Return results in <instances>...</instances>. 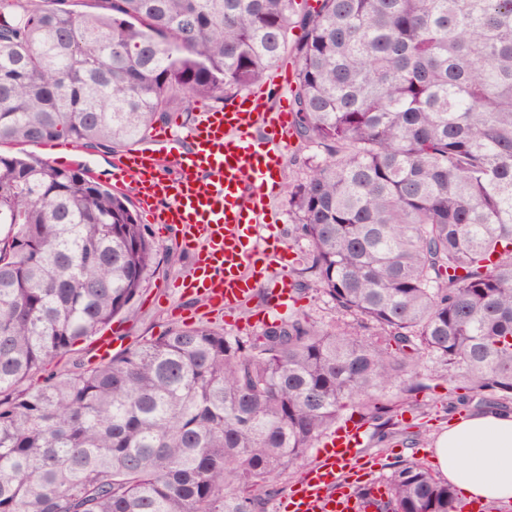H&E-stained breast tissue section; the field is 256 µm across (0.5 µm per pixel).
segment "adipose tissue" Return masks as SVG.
Here are the masks:
<instances>
[{"label":"adipose tissue","instance_id":"adipose-tissue-1","mask_svg":"<svg viewBox=\"0 0 512 512\" xmlns=\"http://www.w3.org/2000/svg\"><path fill=\"white\" fill-rule=\"evenodd\" d=\"M433 455L465 501L512 502V413L454 417L436 439Z\"/></svg>","mask_w":512,"mask_h":512}]
</instances>
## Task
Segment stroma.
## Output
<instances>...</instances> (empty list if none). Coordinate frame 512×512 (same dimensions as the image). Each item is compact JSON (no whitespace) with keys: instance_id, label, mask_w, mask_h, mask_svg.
Masks as SVG:
<instances>
[{"instance_id":"35a3bbf8","label":"stroma","mask_w":512,"mask_h":512,"mask_svg":"<svg viewBox=\"0 0 512 512\" xmlns=\"http://www.w3.org/2000/svg\"><path fill=\"white\" fill-rule=\"evenodd\" d=\"M317 154L316 147L296 139L292 140L285 154L282 187L273 196L271 208L275 215L276 231L286 251L274 268L265 270L263 276L259 277L249 310L236 313L232 318L212 313L201 317V324L223 330L228 336L246 338L259 335L265 324H277L296 317H308L321 326L335 323L336 306L319 291L313 273L307 269L308 243L297 236L295 216L288 204V185L305 179L310 160ZM149 231L159 248V265L142 288L132 313L112 322L127 347L164 335L176 325L177 320L171 316L170 309L179 305L180 299L173 284L192 264L191 255L180 246L171 232L157 224L150 225ZM281 275L288 276L301 293L297 304L273 309L269 306L271 287ZM484 407L481 396L468 397L466 402L461 403L455 396L449 395L444 380L433 381L430 390L417 394L414 406L399 411L394 437L380 441L373 430H366V451L372 459L368 480L388 482L393 470L405 461L431 466L433 443L447 429L449 421L454 416L480 411Z\"/></svg>"}]
</instances>
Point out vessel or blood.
<instances>
[{"label":"vessel or blood","instance_id":"1","mask_svg":"<svg viewBox=\"0 0 512 512\" xmlns=\"http://www.w3.org/2000/svg\"><path fill=\"white\" fill-rule=\"evenodd\" d=\"M292 126L289 107L271 108L266 94L248 93L202 111L183 132L165 130L151 146L114 158V189L133 186L139 213L175 227L194 256L180 295L218 312L250 299L257 262L279 251L267 234V207ZM369 461L361 430L340 428L291 488L290 512H378L385 484L352 489Z\"/></svg>","mask_w":512,"mask_h":512}]
</instances>
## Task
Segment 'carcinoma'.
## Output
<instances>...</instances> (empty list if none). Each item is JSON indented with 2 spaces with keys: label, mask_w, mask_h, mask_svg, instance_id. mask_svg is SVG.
I'll return each mask as SVG.
<instances>
[{
  "label": "carcinoma",
  "mask_w": 512,
  "mask_h": 512,
  "mask_svg": "<svg viewBox=\"0 0 512 512\" xmlns=\"http://www.w3.org/2000/svg\"><path fill=\"white\" fill-rule=\"evenodd\" d=\"M0 0V144L144 140L294 45L289 186L320 291L356 327L175 326L57 358L130 311L159 261L129 197L0 153V512H264L346 415L380 438L429 382L512 400V0ZM380 512H460L397 467Z\"/></svg>",
  "instance_id": "obj_1"
}]
</instances>
